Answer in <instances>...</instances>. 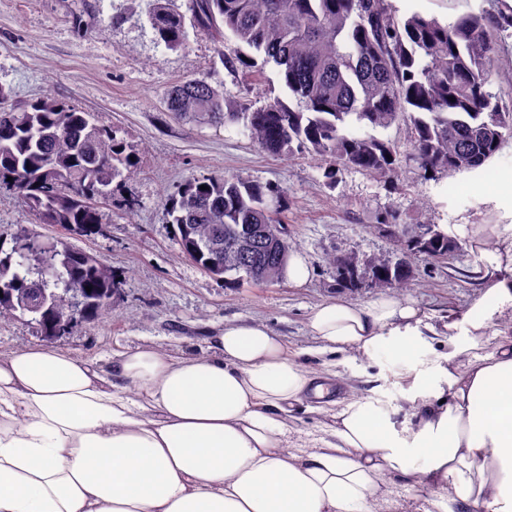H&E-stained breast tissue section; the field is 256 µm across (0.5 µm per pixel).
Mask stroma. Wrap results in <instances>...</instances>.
Listing matches in <instances>:
<instances>
[{
	"mask_svg": "<svg viewBox=\"0 0 512 512\" xmlns=\"http://www.w3.org/2000/svg\"><path fill=\"white\" fill-rule=\"evenodd\" d=\"M389 3L401 17L417 11L450 23L466 11L488 8L490 0ZM146 9L147 0H0V85L20 99L49 95L91 113L97 123L127 138L138 153L134 176L114 187L111 199L102 204L109 220L105 234L72 240L74 247L121 274L112 318L79 324L56 339V346L89 359L142 345L174 354L200 352L225 322L261 320L291 349L302 351L307 370L317 372L320 360L309 353L317 342L306 325L312 308L339 296L368 303L380 295L374 288L338 285L329 255H393L395 242L376 229L386 220L493 224L499 238L512 240V204L469 189L463 171L423 177L409 160L405 125L375 131L395 143L400 164L391 177L342 169L330 180L315 157L267 154L241 125L174 119L165 110L164 96L181 80H206L233 99L272 98L282 94L283 86L270 64L260 79L228 71L221 56L235 50L230 40L193 32L186 49H167L156 42ZM213 173L238 174L287 191L282 221L294 251L310 267L306 283L246 281L228 288L182 254L166 222L165 199L187 180ZM131 197L137 202L132 210L126 207ZM23 226L45 238L67 237L58 225L37 223L15 195L0 192V236L11 237ZM483 263L482 255L469 249L442 264L416 260V280L404 295L430 323L455 321L456 341L466 342L473 335L472 311L488 289L474 275ZM404 368V361L384 351L371 357H336V371L354 394L380 399L384 410L400 421L410 419L413 411ZM432 494L417 477H386L371 508L425 512Z\"/></svg>",
	"mask_w": 512,
	"mask_h": 512,
	"instance_id": "obj_1",
	"label": "stroma"
}]
</instances>
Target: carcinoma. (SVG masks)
I'll return each mask as SVG.
<instances>
[{"instance_id":"obj_1","label":"carcinoma","mask_w":512,"mask_h":512,"mask_svg":"<svg viewBox=\"0 0 512 512\" xmlns=\"http://www.w3.org/2000/svg\"><path fill=\"white\" fill-rule=\"evenodd\" d=\"M186 15L175 0H149L147 22L170 50L187 46L189 29L230 38L223 57L235 72L278 67L288 99L231 101L205 80L190 79L166 93L167 111L215 124L243 122L263 151L306 152L328 165L385 177L396 164L394 145L353 125H408L411 160L425 174L474 170L512 138V108L493 91V57L512 36V10L465 12L451 23L413 13L398 16L388 0H191ZM137 165L133 145L92 115L53 97L15 101L0 85V189L17 195L42 224L91 237L108 224L98 199L112 196ZM206 189H200V186ZM285 192L242 176L211 174L187 181L165 201L167 223L182 253L229 285H274L286 275L292 240L259 241L238 273L224 272L227 231L244 237L253 224H279ZM415 238L396 239L399 261L367 260L368 279L354 270L356 253L332 254L339 280L403 292L413 259L445 261L458 240L437 224L418 225ZM120 277L95 255L64 242L49 244L27 228L0 237V322L30 315L42 336H58L64 321L94 322L112 309ZM91 291H86V287ZM71 288L83 290L70 316Z\"/></svg>"}]
</instances>
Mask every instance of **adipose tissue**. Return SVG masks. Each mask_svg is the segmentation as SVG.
<instances>
[{"mask_svg": "<svg viewBox=\"0 0 512 512\" xmlns=\"http://www.w3.org/2000/svg\"><path fill=\"white\" fill-rule=\"evenodd\" d=\"M473 224L492 308L512 309V243ZM321 350L409 358L415 413L336 401V377L303 369L264 322H230L202 355L145 346L99 363L30 345L0 353V512H367L385 474L449 498L512 512V336L447 354L423 348L454 322H427L408 299L333 298L310 313ZM333 410L310 450L288 444L296 403Z\"/></svg>", "mask_w": 512, "mask_h": 512, "instance_id": "ef3b65f1", "label": "adipose tissue"}]
</instances>
